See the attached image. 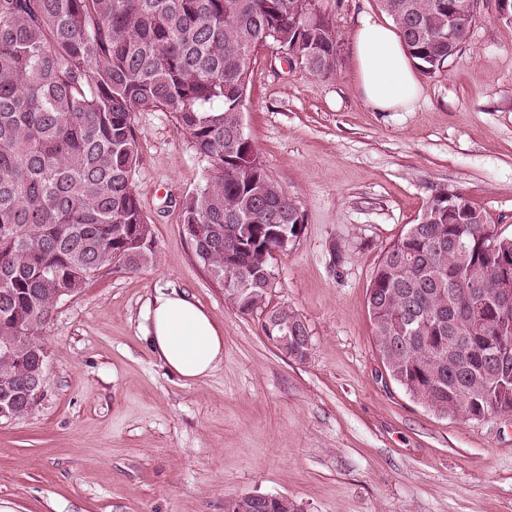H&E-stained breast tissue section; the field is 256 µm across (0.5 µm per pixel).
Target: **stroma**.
<instances>
[{"mask_svg": "<svg viewBox=\"0 0 512 512\" xmlns=\"http://www.w3.org/2000/svg\"><path fill=\"white\" fill-rule=\"evenodd\" d=\"M342 67L312 75L263 47L250 63L245 130L304 215L273 261L274 307L302 317L306 360L277 350L196 262L181 202L203 165L169 113L134 117L132 183L157 256L58 302L34 412L0 420V500L15 512H224L243 494L301 512H512V415L442 416L387 373L367 291L385 246L433 195L456 191L512 237V21L480 0L460 53L417 73L412 111L378 112L354 77L350 29L378 0H318ZM178 290L224 331L198 381L152 352L141 314Z\"/></svg>", "mask_w": 512, "mask_h": 512, "instance_id": "stroma-1", "label": "stroma"}]
</instances>
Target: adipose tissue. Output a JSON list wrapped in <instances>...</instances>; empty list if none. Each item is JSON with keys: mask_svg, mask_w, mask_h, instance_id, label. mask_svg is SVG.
<instances>
[{"mask_svg": "<svg viewBox=\"0 0 512 512\" xmlns=\"http://www.w3.org/2000/svg\"><path fill=\"white\" fill-rule=\"evenodd\" d=\"M350 46L357 87L379 112H409L420 96L417 79L395 26L385 17L361 14ZM141 330L152 351L181 378L208 376L224 356V332L185 294L160 292L146 306Z\"/></svg>", "mask_w": 512, "mask_h": 512, "instance_id": "obj_1", "label": "adipose tissue"}]
</instances>
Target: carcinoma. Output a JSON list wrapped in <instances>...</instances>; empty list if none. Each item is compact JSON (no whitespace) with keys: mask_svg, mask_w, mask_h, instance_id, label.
<instances>
[{"mask_svg":"<svg viewBox=\"0 0 512 512\" xmlns=\"http://www.w3.org/2000/svg\"><path fill=\"white\" fill-rule=\"evenodd\" d=\"M301 0H0V407L13 419L34 403L42 376L36 330L57 302L114 268L156 256L152 226L132 185L137 111L171 114L205 162L201 186L182 201L196 260L218 285H241L231 305L257 313L269 336L293 321L288 347L307 328L288 307H269L271 225L294 224L295 200L267 172L241 130L253 53L290 54L330 77L339 38L325 16L307 27ZM414 64L431 74L448 43V0H378ZM438 197L416 228L385 247L367 295L376 347L391 377L443 416L480 420L512 413V378L494 380L490 359L512 352V315L495 332L448 327L473 278L488 288L512 271V237L484 235V214L462 198L448 223ZM250 495L224 512H289Z\"/></svg>","mask_w":512,"mask_h":512,"instance_id":"1","label":"carcinoma"}]
</instances>
